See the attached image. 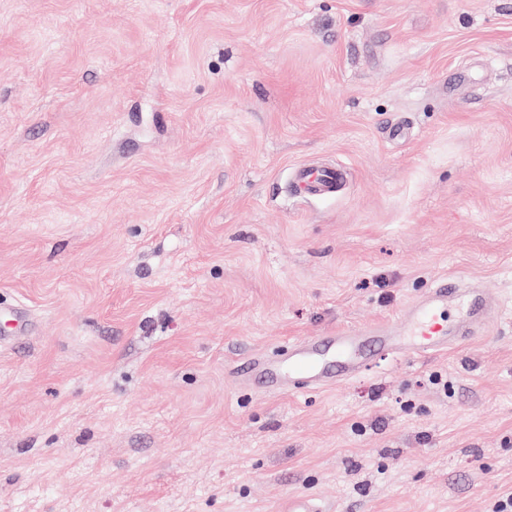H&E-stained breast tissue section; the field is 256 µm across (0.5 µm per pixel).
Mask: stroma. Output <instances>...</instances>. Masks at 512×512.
<instances>
[{"mask_svg":"<svg viewBox=\"0 0 512 512\" xmlns=\"http://www.w3.org/2000/svg\"><path fill=\"white\" fill-rule=\"evenodd\" d=\"M305 165L344 179L297 194ZM445 275L500 302L483 337L234 376ZM508 490L512 0H0V512Z\"/></svg>","mask_w":512,"mask_h":512,"instance_id":"stroma-1","label":"stroma"}]
</instances>
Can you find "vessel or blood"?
<instances>
[{"instance_id": "obj_1", "label": "vessel or blood", "mask_w": 512, "mask_h": 512, "mask_svg": "<svg viewBox=\"0 0 512 512\" xmlns=\"http://www.w3.org/2000/svg\"><path fill=\"white\" fill-rule=\"evenodd\" d=\"M340 173L333 168L304 167L297 180L302 192H334ZM495 314L486 289L461 287L459 279L435 284L426 297L407 303L394 327L369 324L332 336H310L293 342L288 357L273 362L262 356L248 358L243 377L262 379L274 392L324 388L362 371L380 352L426 357L448 351L483 334ZM282 512H326L315 496L293 494Z\"/></svg>"}]
</instances>
